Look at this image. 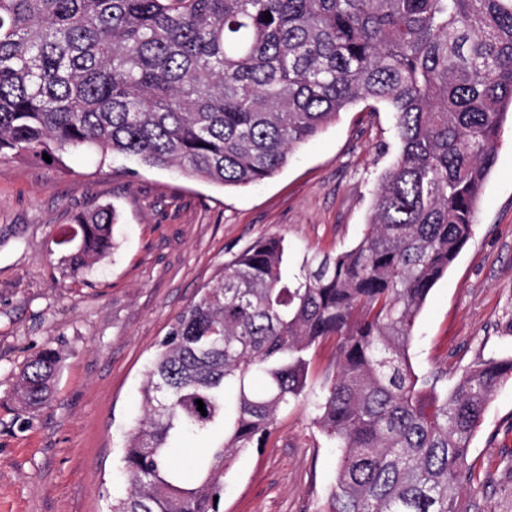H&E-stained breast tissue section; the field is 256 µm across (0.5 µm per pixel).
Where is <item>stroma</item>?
I'll list each match as a JSON object with an SVG mask.
<instances>
[{
  "instance_id": "1",
  "label": "stroma",
  "mask_w": 512,
  "mask_h": 512,
  "mask_svg": "<svg viewBox=\"0 0 512 512\" xmlns=\"http://www.w3.org/2000/svg\"><path fill=\"white\" fill-rule=\"evenodd\" d=\"M398 150L393 117L362 103L340 113L276 175L224 189L95 153L62 163L0 161V512H103L123 496L122 444L139 388L172 318L254 240L279 235L289 267L357 245L372 193ZM110 204L119 214L111 257L66 275L61 240L73 216ZM62 356L52 401L24 410L10 398L33 352ZM512 354V124L478 204L471 240L418 315L416 372L461 369ZM468 461L466 512H512V381L492 398ZM336 450L306 402L282 412L265 447L224 475L221 512H320Z\"/></svg>"
}]
</instances>
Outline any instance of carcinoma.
Listing matches in <instances>:
<instances>
[{
    "label": "carcinoma",
    "instance_id": "1",
    "mask_svg": "<svg viewBox=\"0 0 512 512\" xmlns=\"http://www.w3.org/2000/svg\"><path fill=\"white\" fill-rule=\"evenodd\" d=\"M368 101L392 112L399 152L363 239L292 270L284 239H258L174 317L122 447L130 491L108 512H220L224 473L303 399L337 452L323 512H462L468 449L512 356L450 390L409 351L512 111V0H0L1 161L90 150L240 187ZM116 223L110 205L75 215L71 277L110 257ZM331 336L310 395L309 355ZM60 362L32 353L11 398L46 405ZM189 440L211 446L177 459ZM336 355L334 339L325 338L313 354L308 375V389L317 390L321 386L327 370L333 364Z\"/></svg>",
    "mask_w": 512,
    "mask_h": 512
}]
</instances>
